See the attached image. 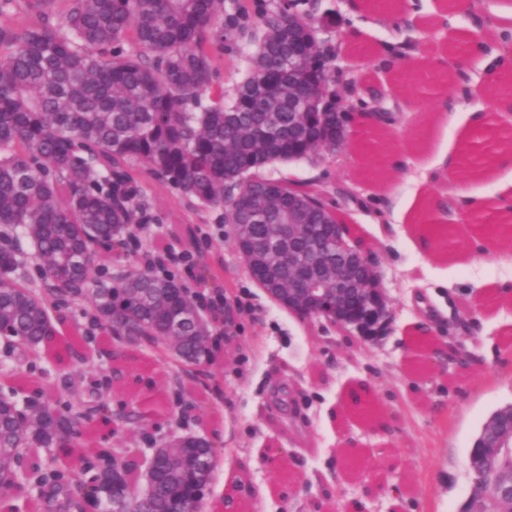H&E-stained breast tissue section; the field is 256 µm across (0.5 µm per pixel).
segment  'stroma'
Listing matches in <instances>:
<instances>
[{"mask_svg": "<svg viewBox=\"0 0 512 512\" xmlns=\"http://www.w3.org/2000/svg\"><path fill=\"white\" fill-rule=\"evenodd\" d=\"M277 0H225L243 12L215 55L216 83L233 95L263 32L262 14ZM404 12L379 0H298L297 11L322 17L318 37L331 55L329 85L348 107L351 134L363 124L354 79L386 94L396 147L387 161L378 147L346 139L335 153L267 167L265 177L316 182L368 250L387 298L389 318L372 340L318 318H302L268 296L232 250L218 214L183 199L151 175L143 180L166 220L141 237V254L155 244L175 251L198 246L211 268L171 264L168 274L198 307L220 294L234 306L231 331L215 327L213 359L196 367L147 348L134 351L132 373L151 386L112 384L113 410H145L149 419L110 438L115 448H142L188 430L220 447L207 498H238L245 512H459L471 494L469 450L481 426L512 403V234L480 238L468 212L512 187V163L496 180L472 178L448 165L462 134L491 100L483 90L495 54L512 39V0H483L500 37L466 58L442 54L441 73H456L443 94L412 67L409 51L440 50L449 34L473 27L470 6L445 0H405ZM447 13V27L425 20ZM452 98L448 121H427L439 96ZM450 213L436 210L437 200ZM507 288L496 311L480 303ZM370 392L360 404L350 393ZM390 432H381L379 420Z\"/></svg>", "mask_w": 512, "mask_h": 512, "instance_id": "obj_1", "label": "stroma"}]
</instances>
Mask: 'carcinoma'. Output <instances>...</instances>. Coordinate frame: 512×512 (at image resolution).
<instances>
[{
    "label": "carcinoma",
    "instance_id": "1",
    "mask_svg": "<svg viewBox=\"0 0 512 512\" xmlns=\"http://www.w3.org/2000/svg\"><path fill=\"white\" fill-rule=\"evenodd\" d=\"M24 5L21 26L0 23V358L21 347L44 348L59 375L91 360L85 335L53 344L64 302L92 304L91 324L114 336H144L152 347L169 343L196 361L208 360V341L195 324L172 328L175 317L197 314L190 297L172 302L170 277L150 269L101 265L128 259L137 230L158 223L160 203L143 184L137 164L160 182L208 209L228 212L227 238L275 239L288 223V197L323 200L312 183L266 179L276 163L336 148V102L326 100L332 78L329 53L316 36L313 15L279 0L233 96L215 85L213 51L242 15L224 12V0H0V18ZM304 43L310 101H295L288 74V21ZM363 108L378 89H355ZM324 234L336 232L326 204L312 216ZM40 261L39 280L28 258ZM245 264L266 288L276 284V250ZM112 381L128 382L127 347L107 345ZM0 472L26 466L41 491L64 490L61 512H184L205 493L216 447L185 450L187 462L160 465L152 496L142 503L127 491L125 475L142 466L102 441L89 455L76 445L95 418L116 435L133 419L95 396L73 402L39 387L26 394L0 375ZM491 416L474 440L468 470L474 490L461 512H512L495 486L512 474V459H489L478 445L497 436ZM25 484L6 485L0 497H27Z\"/></svg>",
    "mask_w": 512,
    "mask_h": 512
}]
</instances>
